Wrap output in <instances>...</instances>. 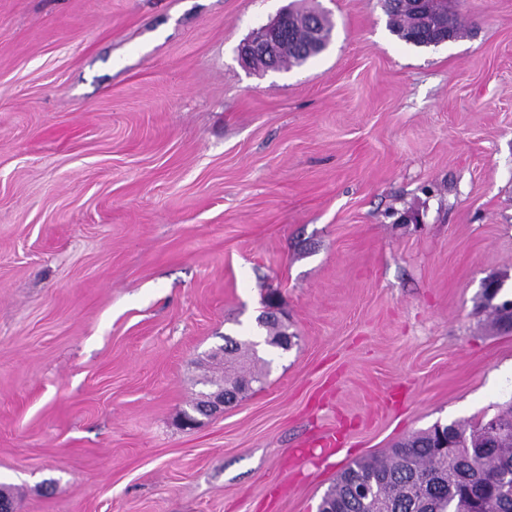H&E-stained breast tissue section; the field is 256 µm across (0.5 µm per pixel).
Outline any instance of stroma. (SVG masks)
Here are the masks:
<instances>
[{
  "label": "stroma",
  "mask_w": 512,
  "mask_h": 512,
  "mask_svg": "<svg viewBox=\"0 0 512 512\" xmlns=\"http://www.w3.org/2000/svg\"><path fill=\"white\" fill-rule=\"evenodd\" d=\"M332 24L278 71L239 46ZM411 47L382 0H0V484L15 512H318L512 404V0ZM419 215L416 224L403 214ZM290 349L193 428L269 294ZM303 24L302 17L292 10L284 9L252 39L243 43L240 49L242 59L250 64L254 56L261 55L268 63V70H278L277 56L280 47L288 41V33L301 28ZM308 34L307 29L301 28L293 33V39L305 44ZM198 406L196 408V415L187 411L182 414V423L186 427L195 426L200 420L198 416L210 417L236 402L238 398V390L224 387V383L220 386L212 387L207 391L199 394Z\"/></svg>",
  "instance_id": "obj_1"
}]
</instances>
